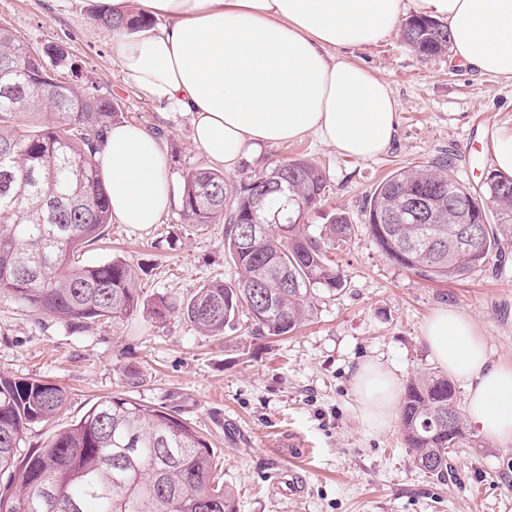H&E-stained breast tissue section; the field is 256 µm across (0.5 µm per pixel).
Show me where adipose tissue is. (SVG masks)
I'll list each match as a JSON object with an SVG mask.
<instances>
[{
    "mask_svg": "<svg viewBox=\"0 0 512 512\" xmlns=\"http://www.w3.org/2000/svg\"><path fill=\"white\" fill-rule=\"evenodd\" d=\"M113 13L137 9L147 26L108 36L124 80L188 116L192 140L234 171L264 146L312 137L344 156L385 153L397 129L389 83L350 60L408 13L447 25L452 53L474 76L512 79V0H108ZM112 217L159 223L182 189L160 139L132 122L108 130L95 155ZM424 342L435 362L464 384L466 414L478 433L512 445V363H495L472 318L442 308ZM361 422L390 427L400 380L378 360L354 376Z\"/></svg>",
    "mask_w": 512,
    "mask_h": 512,
    "instance_id": "obj_1",
    "label": "adipose tissue"
}]
</instances>
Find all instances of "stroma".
<instances>
[{"label":"stroma","instance_id":"35a3bbf8","mask_svg":"<svg viewBox=\"0 0 512 512\" xmlns=\"http://www.w3.org/2000/svg\"><path fill=\"white\" fill-rule=\"evenodd\" d=\"M95 10L90 0H0V24L32 45L66 43L84 86L118 99L129 119L163 139L176 180L209 166L187 116L162 118V105L124 82L106 34L89 20ZM350 56L385 79L399 103L386 153L357 160L309 138L267 147L260 160L224 176L232 190L286 158L317 164L326 193L305 223L318 229L342 212L357 226L347 247L328 253L344 289L318 293L304 324L285 336L260 337L245 314L223 334L205 335L177 315L155 318L148 306L237 279L223 224L189 223L177 206L150 227L109 224L105 242L83 247L77 261L122 256L139 264L143 305L133 314L74 330L0 297V373L50 381L67 393L60 413L26 431L22 449L41 446L100 399L128 397L175 412L205 437L239 512H512V445L469 428L447 481H437L417 467L399 424L379 433L362 424L353 390L355 372L369 360L394 366L406 381L437 371L422 334L441 308L470 315L491 360L512 362V246L465 281H426L381 254L364 216L368 195L404 166L448 163L482 195L498 137L512 130V79L474 78L448 53L421 59L396 32ZM130 370L139 386L127 384ZM286 467L306 480L300 500L275 488Z\"/></svg>","mask_w":512,"mask_h":512}]
</instances>
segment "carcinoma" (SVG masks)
<instances>
[{
  "label": "carcinoma",
  "instance_id": "cac0c4a2",
  "mask_svg": "<svg viewBox=\"0 0 512 512\" xmlns=\"http://www.w3.org/2000/svg\"><path fill=\"white\" fill-rule=\"evenodd\" d=\"M139 15L102 11L105 31L132 27ZM403 41L420 57L451 47L448 28L413 17ZM0 296L72 327L121 319L141 305L137 270L124 257L79 265L74 254L103 236L112 211L94 151L124 118L120 102L82 85L64 43L32 47L0 26ZM326 175L314 163L286 159L240 184L225 208L224 174L197 168L184 179L182 212L193 224L225 221L224 249L237 279L214 281L183 300H156L158 318L176 313L218 335L247 311L262 336L293 331L316 292L336 293L344 276L326 249L348 242L354 224L343 213L317 234L301 223L321 203ZM417 197L430 219L400 222ZM485 205H470L448 166L394 171L368 197L364 213L379 251L399 267L435 282H461L512 245V176H487ZM63 387L0 374V512H238L234 489L217 480L215 453L174 415L121 397L96 402L45 446L21 452L29 427L55 416ZM402 436L418 468L444 479L467 432L446 376L419 372L400 400Z\"/></svg>",
  "mask_w": 512,
  "mask_h": 512
}]
</instances>
